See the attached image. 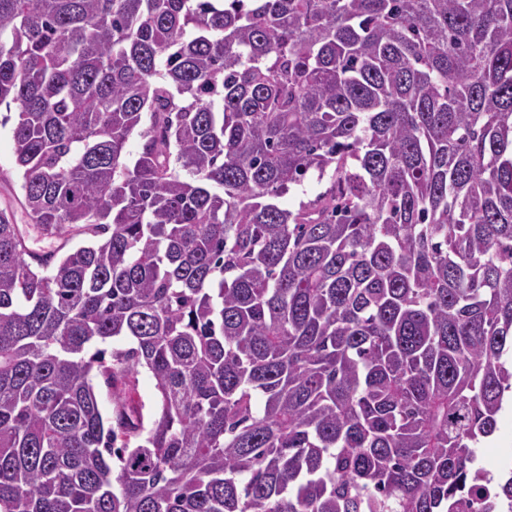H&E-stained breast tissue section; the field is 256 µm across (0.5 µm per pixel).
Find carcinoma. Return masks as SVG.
Masks as SVG:
<instances>
[{"label": "carcinoma", "mask_w": 512, "mask_h": 512, "mask_svg": "<svg viewBox=\"0 0 512 512\" xmlns=\"http://www.w3.org/2000/svg\"><path fill=\"white\" fill-rule=\"evenodd\" d=\"M1 104L82 241L0 210V512H452L512 392V0H0ZM326 180L318 181L316 175L311 176L302 186H295L290 191L277 199L280 207L295 210L302 200L313 199L317 194L324 190ZM136 393L138 400L145 405L144 413L153 410L157 406L158 392L155 382L146 371H141L137 376Z\"/></svg>", "instance_id": "1"}]
</instances>
